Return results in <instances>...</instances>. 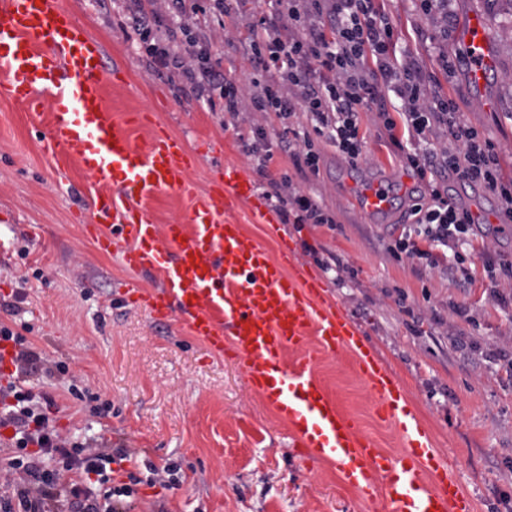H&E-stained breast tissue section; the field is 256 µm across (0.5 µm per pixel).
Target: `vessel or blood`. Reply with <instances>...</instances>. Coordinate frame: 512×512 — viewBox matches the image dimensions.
<instances>
[{"label": "vessel or blood", "mask_w": 512, "mask_h": 512, "mask_svg": "<svg viewBox=\"0 0 512 512\" xmlns=\"http://www.w3.org/2000/svg\"><path fill=\"white\" fill-rule=\"evenodd\" d=\"M464 55L471 84L482 86L497 60L481 14L468 17ZM111 77L102 43L65 0H0V96L31 111L50 103L44 151L75 159L101 186L87 234L101 253H119L126 270L159 278L152 290L126 285L125 301L161 324L181 319L214 352L231 349L248 386L287 419L292 446L307 459L336 463L381 512H473L455 465L436 451L405 403L402 381L361 326L329 303L321 278L296 265L288 239L274 261L232 221L241 207L259 223L276 221L256 202L244 168L225 164L221 185L194 193L185 141L160 132L135 143L105 102ZM397 181L392 175L362 186L363 213L387 212ZM169 191L188 196L190 208L179 222L160 225L147 201ZM313 341L323 352H352L366 389L403 437L401 455L380 451L339 411L313 373L315 357L306 351ZM291 350L301 353L293 364Z\"/></svg>", "instance_id": "vessel-or-blood-1"}]
</instances>
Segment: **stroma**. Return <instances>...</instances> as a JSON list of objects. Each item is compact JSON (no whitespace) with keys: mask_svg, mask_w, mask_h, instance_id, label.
<instances>
[{"mask_svg":"<svg viewBox=\"0 0 512 512\" xmlns=\"http://www.w3.org/2000/svg\"><path fill=\"white\" fill-rule=\"evenodd\" d=\"M102 42L117 76L106 87L107 104L134 141L151 127L140 114L156 112L167 129L193 150L189 180L196 190L214 185L224 163L256 171L258 161L243 144L263 127L276 151L272 175L288 173L294 186L320 196L335 226L283 222L280 228L245 220L265 249L277 253L279 233L296 242L297 260L316 268L317 258L336 255L346 273L323 279L332 305L357 322L386 364L403 382L409 404L430 428L435 448L452 456L475 512H512V308L490 294L481 265L471 281L417 267L388 250L408 213L409 197L396 196L391 210L367 219L353 199L360 183L404 172L376 112L359 114L362 155L348 165L317 140L320 170L311 180L296 174L281 141L309 127L305 112L288 123L276 113L243 110L230 117L224 101L199 100L182 73L153 64L141 47L125 0H67ZM190 23L214 34L210 63L230 71L243 96L257 72L238 51L248 25L275 15L276 0H249L247 14H214L208 0H192ZM392 26L398 58L415 61L426 89L452 98L462 119L494 144L505 175L512 176V0H448V19L424 13L418 0H374ZM479 11L498 60L482 89H472L464 68L446 71L445 56L459 54L467 16ZM490 99L485 110L482 99ZM46 112H30L0 99V323L22 332L36 349L66 367V374L31 377L35 391L60 409L59 429L76 438L100 437L133 451L132 470L115 480H139L132 512H374L357 488L346 484L333 462L304 459L289 445L288 424L263 396L252 391L232 353H212L182 323L159 324L144 310L125 305L121 285L158 286L151 273H131L119 254L96 250L84 233L95 220L96 185L75 163L46 155L38 131ZM23 301L17 315L5 302ZM467 310L459 318L456 307ZM315 373L340 411L357 421L378 448L398 454L403 438L381 418L350 354L319 356ZM77 393H70L69 385ZM172 465L181 480L167 489L147 484V465Z\"/></svg>","mask_w":512,"mask_h":512,"instance_id":"stroma-1","label":"stroma"}]
</instances>
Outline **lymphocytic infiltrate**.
Here are the masks:
<instances>
[{"label": "lymphocytic infiltrate", "mask_w": 512, "mask_h": 512, "mask_svg": "<svg viewBox=\"0 0 512 512\" xmlns=\"http://www.w3.org/2000/svg\"><path fill=\"white\" fill-rule=\"evenodd\" d=\"M140 41L148 56L160 65L180 70L200 98L220 95L224 110L238 116L243 102L252 111L274 112L288 119L308 114L309 130L294 133L285 146L302 177L319 173L320 154L315 138L336 147L349 162L362 154L359 112L376 108L391 142L406 167L418 179L428 180V202L413 209V223L389 244L397 258L418 267L463 269L479 256L491 287L503 276L512 277V262L472 248L471 212L449 197L447 179L482 187L495 196L500 212L512 219V179L502 173L491 142L460 117L453 100L426 92L423 73L412 61L398 62L393 52L392 27L378 17L373 0H312L311 11L300 10L298 0H287L268 21L250 26L242 50L268 73L250 99H243L235 78L209 66L212 34L207 28H182L158 35V5L170 18L187 13L186 0H128ZM248 147L259 159V172L270 188L269 198L279 207H292L301 221L332 223L316 194L294 187L291 177H271L273 158L263 128ZM451 250L452 259L440 264L433 247ZM0 337L15 341L16 381L0 389V428H11L9 457L0 464V512H50L58 498H66L75 512H129L135 488L112 482L114 463L130 460L126 448H105L97 442H78L63 434L52 417L50 399L35 393L27 378L49 371L51 362L28 345L20 334L0 323ZM64 464L76 480L63 483L42 469L44 459Z\"/></svg>", "instance_id": "lymphocytic-infiltrate-1"}]
</instances>
